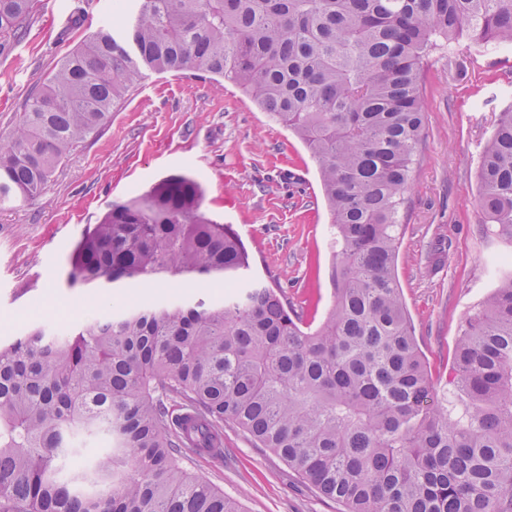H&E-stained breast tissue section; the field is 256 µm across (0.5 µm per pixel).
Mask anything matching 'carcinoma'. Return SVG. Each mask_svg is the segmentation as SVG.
Masks as SVG:
<instances>
[{
	"mask_svg": "<svg viewBox=\"0 0 512 512\" xmlns=\"http://www.w3.org/2000/svg\"><path fill=\"white\" fill-rule=\"evenodd\" d=\"M0 144V206L41 197L150 71L202 70L297 134L319 169L335 261L318 325L250 278L193 177L116 202L70 251V288L224 279L211 304H127L65 332L0 343V512H243L180 465L224 457V424L342 512H512V272L463 325L440 398L396 278L438 40L512 49V0H113ZM35 0H0V56ZM480 208L512 244V109L478 172ZM92 447L89 469L68 474ZM107 485L87 492L85 483Z\"/></svg>",
	"mask_w": 512,
	"mask_h": 512,
	"instance_id": "1",
	"label": "carcinoma"
}]
</instances>
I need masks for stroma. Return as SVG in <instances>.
Masks as SVG:
<instances>
[{
	"label": "stroma",
	"instance_id": "obj_1",
	"mask_svg": "<svg viewBox=\"0 0 512 512\" xmlns=\"http://www.w3.org/2000/svg\"><path fill=\"white\" fill-rule=\"evenodd\" d=\"M37 0L26 34L0 56V143L21 123L32 91L90 32L112 21V0ZM425 120L400 238L396 276L432 377H447L467 316L512 269V247L492 236L479 207L478 167L500 112L512 108V51L478 52L467 38L424 64ZM188 173L209 218L232 225L253 274L281 288L307 320L331 304L330 216L302 142L240 88L200 70L146 73L99 133L61 162L44 195L0 209V341L46 324L63 331L129 300L170 294L217 301L222 281L144 284L113 302L64 284L68 252L112 203ZM187 472L237 499L244 512H338L270 450L224 428V459L184 453Z\"/></svg>",
	"mask_w": 512,
	"mask_h": 512
}]
</instances>
